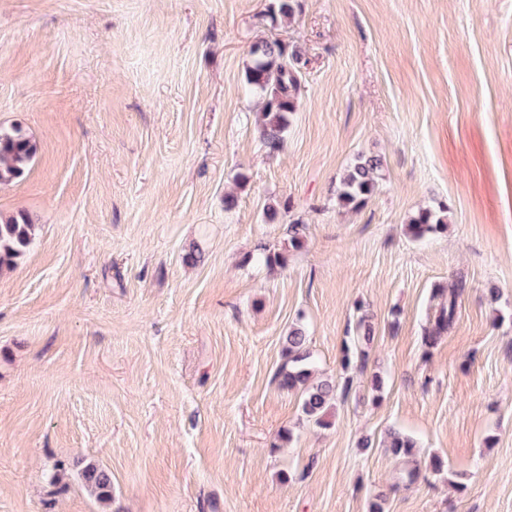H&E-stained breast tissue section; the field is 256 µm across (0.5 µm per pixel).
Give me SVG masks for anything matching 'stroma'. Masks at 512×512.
Instances as JSON below:
<instances>
[{"label":"stroma","instance_id":"stroma-1","mask_svg":"<svg viewBox=\"0 0 512 512\" xmlns=\"http://www.w3.org/2000/svg\"><path fill=\"white\" fill-rule=\"evenodd\" d=\"M268 4L0 0V126L38 146L0 185V216L37 227L0 270V512H512V0ZM274 37L308 64L271 155L244 74ZM361 155L383 169L355 210L336 189ZM442 204L447 230L413 239ZM458 274L456 327L426 347ZM363 315L365 367L316 425L276 377L283 338L303 322L336 377ZM392 428L415 484L356 446ZM447 213L448 207L444 204L440 205L438 210H421L407 224V229L414 238H422L429 233L444 230L448 223ZM385 448H389L396 457L409 458L415 455L416 444L409 437L396 431H390L387 435ZM84 485L102 503L112 502V475L109 471L88 464L81 472Z\"/></svg>","mask_w":512,"mask_h":512}]
</instances>
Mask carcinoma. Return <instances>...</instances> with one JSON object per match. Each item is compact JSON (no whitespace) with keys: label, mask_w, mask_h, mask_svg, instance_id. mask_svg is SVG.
<instances>
[{"label":"carcinoma","mask_w":512,"mask_h":512,"mask_svg":"<svg viewBox=\"0 0 512 512\" xmlns=\"http://www.w3.org/2000/svg\"><path fill=\"white\" fill-rule=\"evenodd\" d=\"M301 9L300 0H272L268 14L272 21L290 18ZM251 64L247 68L246 83L259 96V129L262 143L268 153L275 154L282 147L284 134L288 131L291 117L296 111L300 90L297 79L299 69L307 64L301 53L281 40H261L251 49ZM38 147L30 135L19 125L0 127V185L9 184L22 177L37 153ZM383 161L377 156H360L349 167L337 189L338 202L351 208H360L374 194ZM448 207L424 209L407 224L409 233L422 238L429 233L447 227ZM36 225L26 219H0V269L17 265L35 238ZM466 288L464 276L457 277L448 295L442 296L431 326L425 330V344L434 346L442 334L451 331L456 322L460 297ZM373 326L365 317H360L352 345L344 347L341 364L348 369L354 363H364V347L373 340ZM285 361L279 369L280 386L302 388V413L310 421L327 426L330 411L338 397H346L351 389L350 381L336 384L330 378H313V355L310 339L305 328L293 326L284 337ZM385 447L396 457L409 458L415 455L416 444L409 437L391 431ZM84 485L102 503L112 502V475L109 471L89 464L81 472Z\"/></svg>","instance_id":"obj_1"}]
</instances>
